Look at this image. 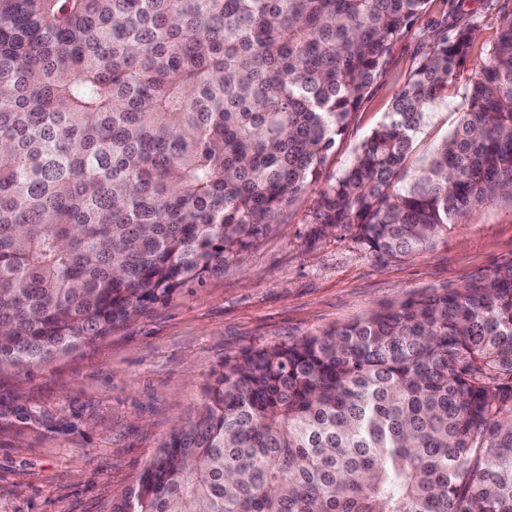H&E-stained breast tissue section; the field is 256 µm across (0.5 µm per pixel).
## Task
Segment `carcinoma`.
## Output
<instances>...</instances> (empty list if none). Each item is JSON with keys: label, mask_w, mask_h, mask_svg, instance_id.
I'll use <instances>...</instances> for the list:
<instances>
[{"label": "carcinoma", "mask_w": 512, "mask_h": 512, "mask_svg": "<svg viewBox=\"0 0 512 512\" xmlns=\"http://www.w3.org/2000/svg\"><path fill=\"white\" fill-rule=\"evenodd\" d=\"M429 0H0V369L49 363L255 245ZM432 44L319 191L379 257L512 205V0ZM112 512H512V264L227 359ZM453 110L454 106L451 104L448 110L442 108L434 111L435 114L431 120L428 134L421 141V146L417 151L420 156L427 154L433 142L446 136L456 125L458 114L453 112Z\"/></svg>", "instance_id": "1"}]
</instances>
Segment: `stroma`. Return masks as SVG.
<instances>
[{"mask_svg":"<svg viewBox=\"0 0 512 512\" xmlns=\"http://www.w3.org/2000/svg\"><path fill=\"white\" fill-rule=\"evenodd\" d=\"M468 22L477 25V45L496 38L487 0H429L391 46L315 190L223 272L50 364L0 374V512H111L225 358L323 334L512 262L505 202L453 226L447 244L408 257L374 256L356 229L327 232L313 221L319 190L385 120L431 35Z\"/></svg>","mask_w":512,"mask_h":512,"instance_id":"stroma-1","label":"stroma"}]
</instances>
